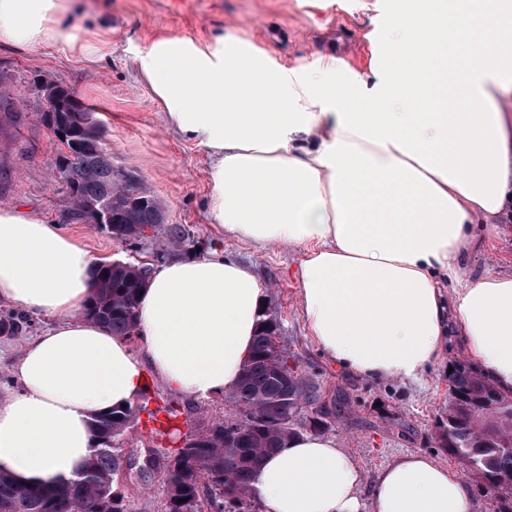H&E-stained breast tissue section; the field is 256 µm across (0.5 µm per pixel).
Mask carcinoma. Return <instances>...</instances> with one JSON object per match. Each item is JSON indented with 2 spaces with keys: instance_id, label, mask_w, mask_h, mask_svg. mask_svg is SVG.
<instances>
[{
  "instance_id": "cac0c4a2",
  "label": "carcinoma",
  "mask_w": 512,
  "mask_h": 512,
  "mask_svg": "<svg viewBox=\"0 0 512 512\" xmlns=\"http://www.w3.org/2000/svg\"><path fill=\"white\" fill-rule=\"evenodd\" d=\"M63 175L77 189L80 201H112L117 223L112 232L126 241L139 239L138 231L151 226L172 242L184 239L177 226L163 224L162 211L151 192L139 181L119 180L112 160L94 148H84L64 165ZM151 266L136 270L121 262L103 263L95 272V292L90 320L128 339L136 336L139 296L146 287ZM34 326L28 314L0 309V336L27 335ZM269 340L265 329L255 336L253 355L234 392L236 399L251 403L262 394L267 404L264 427H243V440L224 445V420L210 424L180 458L166 464L165 512H243L244 496L262 460L296 434H280L281 423L301 400L318 401L314 388L287 390L266 363ZM448 374V425L442 434L448 454L467 460L479 474L478 483L494 499V512H512V451L488 443L485 434L512 436V393L499 389L478 366L466 359L451 363ZM158 421V415L177 418L172 404L147 409L143 403L112 408L91 423L97 451L80 478L66 484L21 488L0 470V512H127L124 498L113 491L114 478L129 465L116 439L141 412Z\"/></svg>"
}]
</instances>
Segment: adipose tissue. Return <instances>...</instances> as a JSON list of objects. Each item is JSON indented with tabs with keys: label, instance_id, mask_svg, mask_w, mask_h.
Returning <instances> with one entry per match:
<instances>
[{
	"label": "adipose tissue",
	"instance_id": "adipose-tissue-1",
	"mask_svg": "<svg viewBox=\"0 0 512 512\" xmlns=\"http://www.w3.org/2000/svg\"><path fill=\"white\" fill-rule=\"evenodd\" d=\"M78 0H0V43L100 64L112 30ZM433 43L407 61L424 37ZM364 70L326 57L304 73L233 36L161 35L138 69L169 126L211 152L208 208L225 232L305 248L300 297L326 357L375 381L415 380L458 326L469 359L512 391V275L462 277L477 222L512 202V0H407L374 36ZM95 257L42 218L0 205V301L53 317L0 398V470L23 486L67 483L95 452L91 422L134 403L147 374L169 390L233 392L261 322L253 272L173 260L143 289L142 354L84 317ZM270 512H473L469 483L410 453L367 480L336 441L300 433L251 482Z\"/></svg>",
	"mask_w": 512,
	"mask_h": 512
}]
</instances>
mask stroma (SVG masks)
Segmentation results:
<instances>
[{"instance_id": "obj_1", "label": "stroma", "mask_w": 512, "mask_h": 512, "mask_svg": "<svg viewBox=\"0 0 512 512\" xmlns=\"http://www.w3.org/2000/svg\"><path fill=\"white\" fill-rule=\"evenodd\" d=\"M112 29V55L101 65L70 62L53 48L31 54L0 48V87L16 105L0 116V204L61 225L93 255L112 260L154 259L156 265L197 255L224 256L247 266L265 293L266 312L280 324L300 374L329 402L325 437L353 456L367 476L409 453H427L466 475L463 461L441 443L448 418V367L463 357L458 336L415 381L374 382L337 367L322 353L303 316L299 245H259L221 230L207 207L212 158L206 148L166 123L165 114L140 77L136 57L159 35L213 41L233 35L264 50L275 62L309 72L335 53L353 69L369 60V35L387 26L394 0H87ZM67 87L97 110L115 167L137 175L157 198L165 224L184 228L183 242L156 248L149 239L121 242L97 227L73 220L70 192L59 175L60 145L38 118L45 106L41 84ZM467 277L512 274V223L482 225L470 246ZM151 405L180 408L176 423L188 433L199 422L235 416L226 395L208 398L177 394L155 376L147 378ZM140 415L124 433L121 446L133 461L114 490L130 512H164L163 472L174 440L152 434Z\"/></svg>"}]
</instances>
